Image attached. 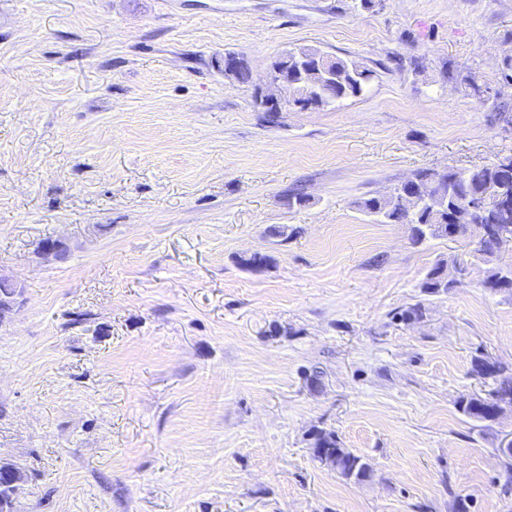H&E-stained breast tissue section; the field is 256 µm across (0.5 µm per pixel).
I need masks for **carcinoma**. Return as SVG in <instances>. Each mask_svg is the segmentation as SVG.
I'll use <instances>...</instances> for the list:
<instances>
[{
	"label": "carcinoma",
	"instance_id": "carcinoma-1",
	"mask_svg": "<svg viewBox=\"0 0 512 512\" xmlns=\"http://www.w3.org/2000/svg\"><path fill=\"white\" fill-rule=\"evenodd\" d=\"M274 65L287 72L297 103L305 109L359 98L372 76L371 70L355 60L328 56L309 46L288 51ZM503 196L512 199V167L495 162L464 170L451 184L446 170H420L389 196L367 198L359 207L382 223L411 225V239L419 245L429 238L444 237L438 225L448 223L449 210L464 204L480 206ZM474 252L486 264L483 287L494 291L512 289V265L497 263L499 248L495 237L485 235ZM441 267L443 263L439 262L426 274L422 283L425 291L435 294L448 290V284L437 279ZM489 379L493 381L490 390L459 398L457 407L461 414L477 422L495 419L494 394L512 393V375L498 371ZM312 435L313 447L323 448L336 457L334 469L343 478H349L353 467L368 465L361 456L342 447L334 433L316 429Z\"/></svg>",
	"mask_w": 512,
	"mask_h": 512
}]
</instances>
